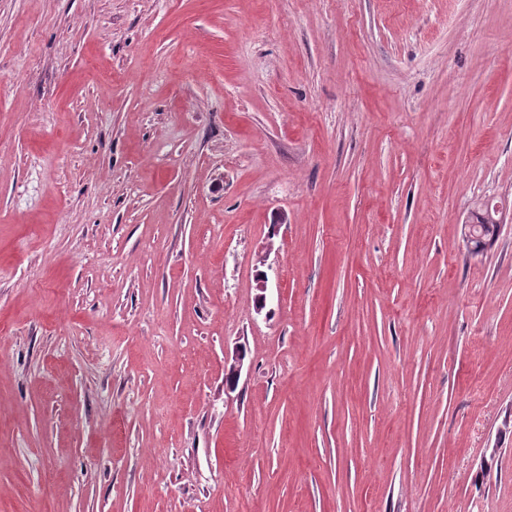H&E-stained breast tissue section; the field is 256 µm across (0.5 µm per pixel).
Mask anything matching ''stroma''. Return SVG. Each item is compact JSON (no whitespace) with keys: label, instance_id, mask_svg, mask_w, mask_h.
I'll return each instance as SVG.
<instances>
[{"label":"stroma","instance_id":"1","mask_svg":"<svg viewBox=\"0 0 512 512\" xmlns=\"http://www.w3.org/2000/svg\"><path fill=\"white\" fill-rule=\"evenodd\" d=\"M485 198L512 0H0V512H512ZM502 212L497 211L494 205H488L487 202L479 203L468 217L470 225L471 239L469 243L475 251L485 249L498 240V227L500 232L504 224L501 222Z\"/></svg>","mask_w":512,"mask_h":512}]
</instances>
